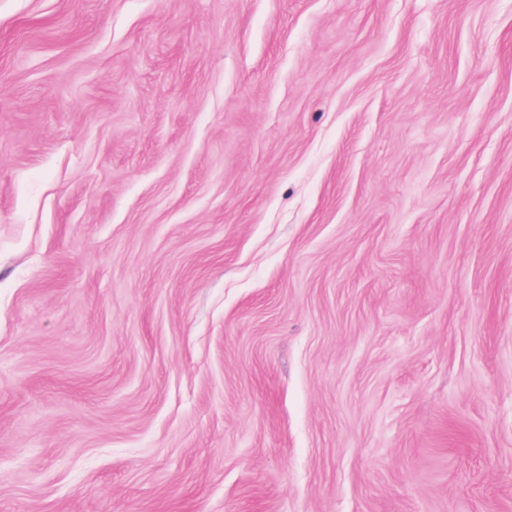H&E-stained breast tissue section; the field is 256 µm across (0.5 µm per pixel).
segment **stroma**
Wrapping results in <instances>:
<instances>
[{
    "instance_id": "stroma-1",
    "label": "stroma",
    "mask_w": 512,
    "mask_h": 512,
    "mask_svg": "<svg viewBox=\"0 0 512 512\" xmlns=\"http://www.w3.org/2000/svg\"><path fill=\"white\" fill-rule=\"evenodd\" d=\"M0 512H512V0H0Z\"/></svg>"
}]
</instances>
